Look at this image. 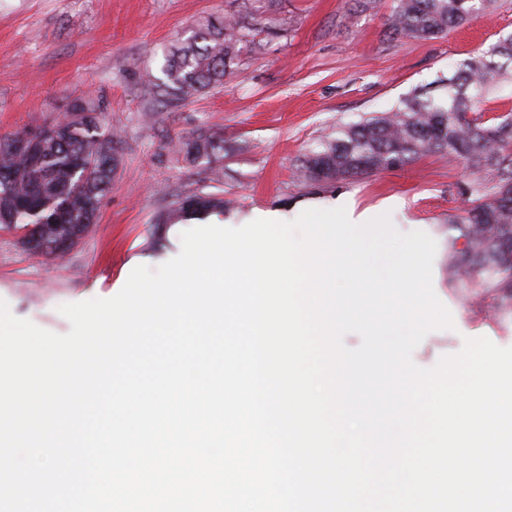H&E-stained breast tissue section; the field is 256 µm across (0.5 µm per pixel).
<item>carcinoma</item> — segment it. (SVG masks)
Returning <instances> with one entry per match:
<instances>
[{
  "instance_id": "cac0c4a2",
  "label": "carcinoma",
  "mask_w": 512,
  "mask_h": 512,
  "mask_svg": "<svg viewBox=\"0 0 512 512\" xmlns=\"http://www.w3.org/2000/svg\"><path fill=\"white\" fill-rule=\"evenodd\" d=\"M246 15L216 16L165 57L163 78L151 84L170 106L230 83L241 56L257 51L260 34L285 36L289 24L268 18L273 0H254ZM493 0H394L387 17L392 38L431 40L473 15L489 10ZM512 72V36L504 37L459 63L448 78L446 96L414 97L403 106L361 121L339 125L302 162V180L330 182L406 166L424 153L462 165L470 178L460 213L448 219L457 234L448 236V287L474 289L489 301L495 317L512 314V118L488 124L475 111L497 77ZM101 105L79 99L64 121L36 128L32 146L16 147L21 133L0 137V229L27 231L54 242L83 238L95 223L102 199L112 192L119 137L104 131ZM175 151L191 165L215 170L224 157V141L206 131L179 137ZM224 212V198L193 194L179 200L162 223L177 224Z\"/></svg>"
}]
</instances>
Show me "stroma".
Returning a JSON list of instances; mask_svg holds the SVG:
<instances>
[{
    "mask_svg": "<svg viewBox=\"0 0 512 512\" xmlns=\"http://www.w3.org/2000/svg\"><path fill=\"white\" fill-rule=\"evenodd\" d=\"M390 5L379 0L365 10L356 0H276L271 17L291 20L287 34L243 55L230 85L171 108L149 94L165 54L210 16L246 13L247 0H0V136L62 118L88 96L121 139L112 191L64 257L28 255L15 231L0 229V299L14 316L68 333L60 305L114 297L136 259L155 269L180 253L184 225L159 217L189 194L230 201L223 215L210 218L228 228L269 214L291 221L304 204L328 206L341 192L352 193L361 210L400 195L408 211L390 222L400 233L418 229L435 240L433 287L454 323L414 349L415 364L433 367L468 338L512 347L511 318H493L472 305L470 289L447 283L448 218L468 188L458 164L424 154L398 170L320 185L297 177L305 156L337 125L437 89L457 63L512 33V0H494L489 12L443 37L395 40L385 26ZM198 129L224 140L221 182L169 147Z\"/></svg>",
    "mask_w": 512,
    "mask_h": 512,
    "instance_id": "1",
    "label": "stroma"
}]
</instances>
